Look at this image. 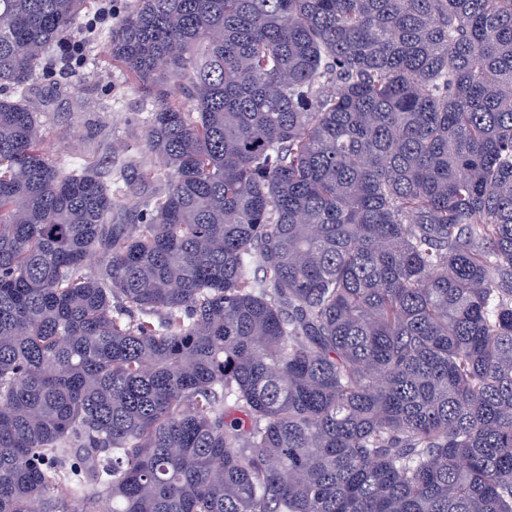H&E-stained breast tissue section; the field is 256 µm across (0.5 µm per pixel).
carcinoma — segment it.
I'll use <instances>...</instances> for the list:
<instances>
[{"mask_svg": "<svg viewBox=\"0 0 512 512\" xmlns=\"http://www.w3.org/2000/svg\"><path fill=\"white\" fill-rule=\"evenodd\" d=\"M85 2L0 0V512H512V0H135L114 190ZM95 63L65 66L54 62L51 78L38 83L36 94L46 103L41 133L53 158L70 163L109 157L115 147L129 154L144 151L136 135L143 129L148 101L117 64L105 63L94 43L84 45ZM52 82L61 83L63 94ZM115 148V149H114Z\"/></svg>", "mask_w": 512, "mask_h": 512, "instance_id": "cac0c4a2", "label": "carcinoma"}]
</instances>
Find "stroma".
Returning <instances> with one entry per match:
<instances>
[{"label":"stroma","instance_id":"stroma-1","mask_svg":"<svg viewBox=\"0 0 512 512\" xmlns=\"http://www.w3.org/2000/svg\"><path fill=\"white\" fill-rule=\"evenodd\" d=\"M85 52L88 63H54L51 79L38 84L36 94L47 103L41 133L50 156L69 164L108 157L119 146L141 152L143 93L120 66L98 58L95 45ZM59 85L64 88L60 94L55 91Z\"/></svg>","mask_w":512,"mask_h":512}]
</instances>
